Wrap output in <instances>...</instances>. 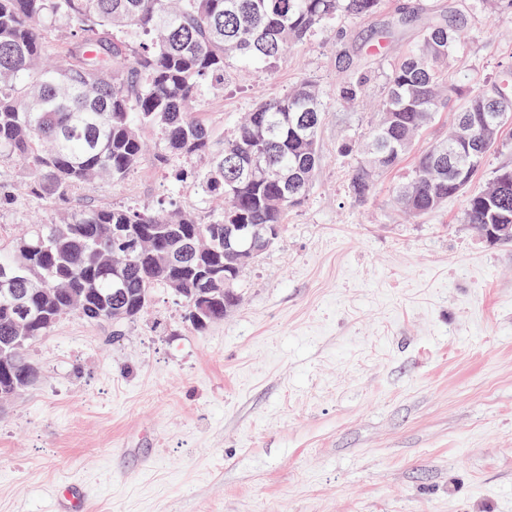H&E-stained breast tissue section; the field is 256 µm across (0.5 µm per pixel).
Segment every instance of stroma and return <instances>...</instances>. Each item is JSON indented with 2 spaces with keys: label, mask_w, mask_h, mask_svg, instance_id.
<instances>
[{
  "label": "stroma",
  "mask_w": 512,
  "mask_h": 512,
  "mask_svg": "<svg viewBox=\"0 0 512 512\" xmlns=\"http://www.w3.org/2000/svg\"><path fill=\"white\" fill-rule=\"evenodd\" d=\"M402 1L469 18L452 78L512 67V13L482 0H386L274 70L230 64L223 91L200 99L218 137L256 93L304 79L326 91L308 195L243 271L241 305L204 331L159 288L120 339L69 316L31 345L40 379L0 403V512H54L68 480L85 512H512V245L466 224L460 195L405 218L394 188L410 155L356 201L354 163L336 152L344 135L368 136L391 61L419 39L411 21L383 58L366 54ZM341 53L372 76L351 108L334 95ZM90 197L202 206L150 159Z\"/></svg>",
  "instance_id": "1"
}]
</instances>
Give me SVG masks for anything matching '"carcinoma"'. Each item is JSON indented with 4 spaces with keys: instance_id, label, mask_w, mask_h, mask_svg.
<instances>
[{
    "instance_id": "carcinoma-1",
    "label": "carcinoma",
    "mask_w": 512,
    "mask_h": 512,
    "mask_svg": "<svg viewBox=\"0 0 512 512\" xmlns=\"http://www.w3.org/2000/svg\"><path fill=\"white\" fill-rule=\"evenodd\" d=\"M378 7L379 0H0V168L21 160L27 195L58 209L0 240V266L12 270L31 310L19 345L13 310L0 305L1 397L38 380L26 349L67 316L110 323L119 337L174 277L184 288L177 296L183 319L195 330L239 305L243 269L235 251L249 239L228 230L247 224L265 231L267 248L277 244L288 210L308 195L318 171L326 93L304 80L279 98L258 94L244 122L223 139L192 104L224 88L229 62L271 68L323 25L368 18ZM400 11L418 18L420 40L391 65L369 139L337 147L357 157L350 193L367 198L376 174L397 166L448 103L449 128L469 121L476 138H448L415 157L408 179L395 187L398 204L425 216L462 195L466 223L480 234L487 224H512V167L469 191L512 123V85L487 91L449 80L460 20ZM60 29L71 42L68 56L46 65L49 37ZM338 68L336 102L352 105L366 95L371 74L355 70L345 55ZM487 123L495 125L490 139L482 132ZM147 131L156 134L158 164L203 161L172 169V178L203 200L223 199L224 209L208 220L172 202L162 215L137 206L60 209L101 181L121 183L143 162ZM191 224L202 228L204 242L192 237ZM142 227L157 241L119 254L120 277L113 276L112 253ZM203 278L212 297L205 313L195 297Z\"/></svg>"
}]
</instances>
